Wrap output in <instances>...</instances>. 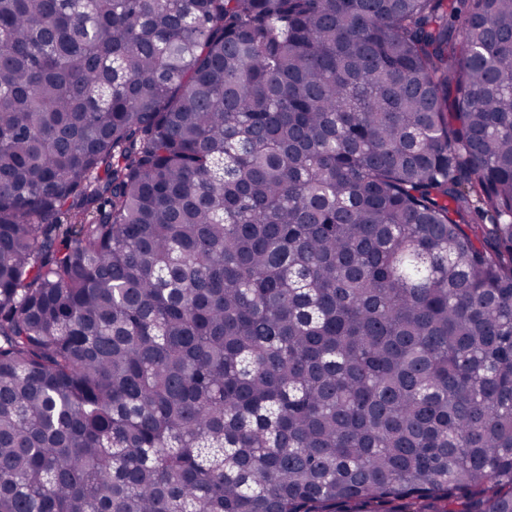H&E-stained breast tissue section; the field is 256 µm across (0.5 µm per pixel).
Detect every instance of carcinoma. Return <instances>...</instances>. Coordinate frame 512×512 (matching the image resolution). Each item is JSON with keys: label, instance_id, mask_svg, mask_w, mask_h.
Wrapping results in <instances>:
<instances>
[{"label": "carcinoma", "instance_id": "obj_1", "mask_svg": "<svg viewBox=\"0 0 512 512\" xmlns=\"http://www.w3.org/2000/svg\"><path fill=\"white\" fill-rule=\"evenodd\" d=\"M0 512H512V0H0Z\"/></svg>", "mask_w": 512, "mask_h": 512}]
</instances>
